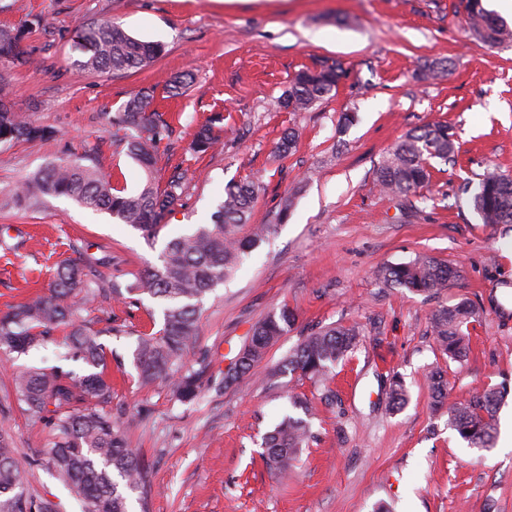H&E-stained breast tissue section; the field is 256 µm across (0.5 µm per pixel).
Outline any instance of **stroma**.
<instances>
[{
	"label": "stroma",
	"instance_id": "stroma-1",
	"mask_svg": "<svg viewBox=\"0 0 512 512\" xmlns=\"http://www.w3.org/2000/svg\"><path fill=\"white\" fill-rule=\"evenodd\" d=\"M100 17L161 44L162 53L121 75L84 70L75 31ZM32 18L24 45L36 63L0 65V100L56 134L0 144V311L45 294L57 263L76 247L102 259L104 286L133 282L168 240L210 223L233 181L261 185L250 221L275 227L203 301L194 400L138 381L135 341L161 329L160 301L100 297L83 306L82 319L101 331L110 353L112 417L148 471V501L131 497L130 512H373L379 503L390 512H512V447H469L447 410H434L426 379L442 369L453 401L512 384V224L482 223L464 192L487 169L512 174V46L468 37L460 0H0V28ZM326 61L345 69L333 97L306 112L275 108L298 71ZM434 61L446 62L447 76H425ZM187 71L193 82L168 97L165 81ZM150 87L154 109L173 129L155 176L166 181L177 165L189 171L183 205L155 239L66 197L14 203L21 181L62 159L98 165L137 192L145 174L107 116ZM348 113L358 120L345 128ZM217 114L223 149L187 152L196 129ZM435 121L454 133L453 161L433 160L428 186L408 201L381 191L374 171L391 146ZM289 128L299 137L282 154L276 144ZM419 253L458 267L460 279L436 297L378 279L382 267ZM462 300L484 317L468 356L452 361L436 349L430 316ZM284 305L296 313L294 327L252 373L225 386L254 325ZM332 324L362 331L336 366L333 402L297 375L268 379L311 329ZM111 325L122 334H108ZM59 350L50 341L25 356L0 351V428L12 437L29 500L82 512L46 469L49 427L23 411L11 389L14 371L54 365ZM394 374L409 393L399 410L388 404ZM293 393L312 408L311 437L283 479L267 469L261 442L290 411Z\"/></svg>",
	"mask_w": 512,
	"mask_h": 512
}]
</instances>
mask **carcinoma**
Here are the masks:
<instances>
[{"label": "carcinoma", "instance_id": "obj_1", "mask_svg": "<svg viewBox=\"0 0 512 512\" xmlns=\"http://www.w3.org/2000/svg\"><path fill=\"white\" fill-rule=\"evenodd\" d=\"M467 17V33L477 41L496 46L512 41V29L483 6L482 0H462ZM0 29V64L31 66L33 60L22 45L24 28ZM76 46L81 54L77 64L95 73L118 74L141 69L160 55L162 46L139 40L110 20L97 19L79 25ZM345 71L337 62L302 70L292 79L278 108L304 112L336 91ZM154 95L140 90L121 109L107 116L108 123L124 132L127 154L146 174L142 188L131 194L112 185V175L79 160H61L24 180L15 191V200L27 202L39 196H66L80 206L104 211L148 237L162 228L165 216L180 205L186 172L174 167L164 187L153 176L159 143L170 137L172 128L151 109ZM223 117L201 126L188 144L194 154H204L221 144ZM53 135L42 125L20 118L11 106L0 101V143L41 140ZM454 135L442 123L424 125L397 141L375 170V181L386 193L408 198L430 180L429 159L452 160ZM259 186L252 181L229 184L224 201L213 215V223L199 226L193 233L167 242L159 263L146 266L137 281L124 288H102L94 279L100 260L77 248L75 260L58 264L48 294L32 298L0 312V349L25 355L43 344L58 330L66 332L61 357L82 361L81 374L59 367L49 370L29 367L14 378L17 400L34 417L49 426L47 466L53 475L73 491L82 512H129L130 494H139L147 512L148 474L134 449L128 447L124 430L112 419L106 406L112 399V383L107 374L106 347L102 331L85 324L79 308L70 298L78 290L86 296L147 294L163 304V327L158 333L137 337L133 364L144 382L163 380L173 396L191 401L199 393V373L188 355L200 336L201 304L207 294L229 278L243 256L251 252L275 230L273 224L248 226ZM471 204L484 224H512V176L490 171L483 175ZM461 271L428 254L406 263L382 269L380 278L394 288L436 295ZM479 308L468 301L442 306L431 316L430 327L437 348L458 360L468 350L470 326L479 322ZM295 321L288 306L270 313L254 327L249 342L239 352L234 367L224 374V384L249 374L264 358L268 348L284 335ZM361 332L356 326H324L303 337L289 354L280 371L270 379L290 372L326 388L336 365L353 352ZM436 406L448 407V420L460 438L473 448L493 447L497 435V412L507 391L492 387L463 402L446 403L448 381L439 373L427 376ZM408 392L404 381L392 376V406L401 407ZM291 405L301 416L285 414L262 441L267 464L281 477L292 471L293 463L308 444L309 408L294 396ZM26 477L18 464L10 435L0 430V512H30L25 495Z\"/></svg>", "mask_w": 512, "mask_h": 512}]
</instances>
